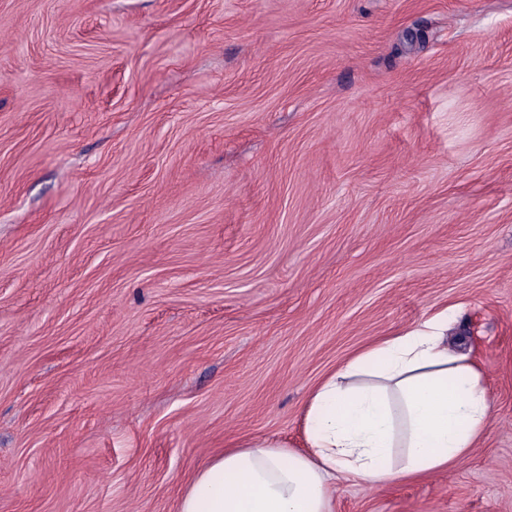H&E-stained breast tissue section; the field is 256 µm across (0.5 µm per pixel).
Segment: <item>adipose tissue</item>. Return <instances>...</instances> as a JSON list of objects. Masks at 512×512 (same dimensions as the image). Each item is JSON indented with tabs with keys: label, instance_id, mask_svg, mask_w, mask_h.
Here are the masks:
<instances>
[{
	"label": "adipose tissue",
	"instance_id": "adipose-tissue-1",
	"mask_svg": "<svg viewBox=\"0 0 512 512\" xmlns=\"http://www.w3.org/2000/svg\"><path fill=\"white\" fill-rule=\"evenodd\" d=\"M435 316L355 353L312 391L302 451L256 435L217 454L178 512H332L337 479L374 487L452 468L492 413L481 372Z\"/></svg>",
	"mask_w": 512,
	"mask_h": 512
}]
</instances>
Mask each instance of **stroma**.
I'll use <instances>...</instances> for the list:
<instances>
[{
	"mask_svg": "<svg viewBox=\"0 0 512 512\" xmlns=\"http://www.w3.org/2000/svg\"><path fill=\"white\" fill-rule=\"evenodd\" d=\"M443 311L478 447L333 512H512V0H0V512H176Z\"/></svg>",
	"mask_w": 512,
	"mask_h": 512,
	"instance_id": "obj_1",
	"label": "stroma"
}]
</instances>
